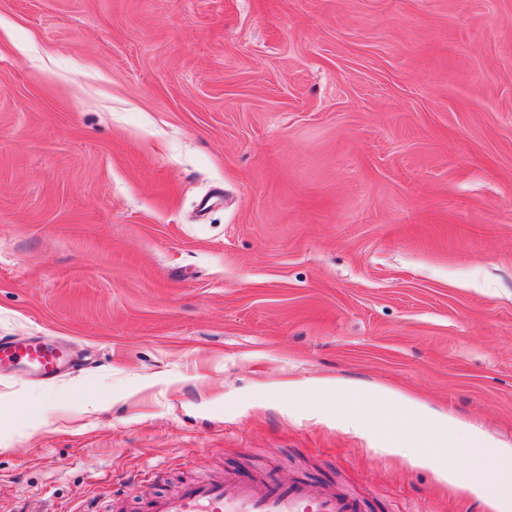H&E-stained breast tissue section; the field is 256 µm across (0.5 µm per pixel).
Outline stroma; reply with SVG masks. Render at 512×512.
<instances>
[{
	"label": "stroma",
	"instance_id": "1",
	"mask_svg": "<svg viewBox=\"0 0 512 512\" xmlns=\"http://www.w3.org/2000/svg\"><path fill=\"white\" fill-rule=\"evenodd\" d=\"M0 512L271 470L489 512L268 397L386 385L512 448V0H0ZM66 358L62 349L39 339H0V369L6 365L22 367L48 380L59 375Z\"/></svg>",
	"mask_w": 512,
	"mask_h": 512
}]
</instances>
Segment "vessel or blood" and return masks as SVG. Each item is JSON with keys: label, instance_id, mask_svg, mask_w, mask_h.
I'll return each instance as SVG.
<instances>
[{"label": "vessel or blood", "instance_id": "vessel-or-blood-1", "mask_svg": "<svg viewBox=\"0 0 512 512\" xmlns=\"http://www.w3.org/2000/svg\"><path fill=\"white\" fill-rule=\"evenodd\" d=\"M65 352L37 339H0V368L17 366L43 379L59 375ZM355 497L334 486L311 492L304 481L283 483L269 473L236 474L183 483L173 493L149 498L148 512H357Z\"/></svg>", "mask_w": 512, "mask_h": 512}]
</instances>
